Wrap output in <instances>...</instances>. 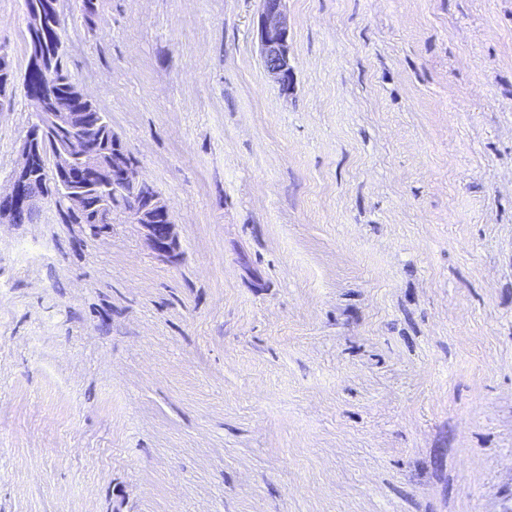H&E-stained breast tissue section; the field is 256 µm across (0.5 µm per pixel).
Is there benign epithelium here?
Listing matches in <instances>:
<instances>
[{
  "label": "benign epithelium",
  "instance_id": "benign-epithelium-1",
  "mask_svg": "<svg viewBox=\"0 0 512 512\" xmlns=\"http://www.w3.org/2000/svg\"><path fill=\"white\" fill-rule=\"evenodd\" d=\"M288 0H260L258 41L264 71L283 93L293 87L295 69L289 44L290 24ZM43 17L33 11L28 15L27 31L31 49L30 67L49 78L56 70L42 45ZM121 141L112 136V159L102 164L100 144L89 133L88 120L80 112H69L57 103L44 99L36 104L34 121L29 126L20 149V160L0 189V202L8 201L12 210L0 209V223L13 222L11 211L27 208L33 202L30 185L37 176L40 151L52 160L48 175L57 177L64 191L66 209H83L87 201H95L94 227L112 226V210L107 200L110 193L121 194L129 204L132 223L141 226L146 239L158 256L169 262L179 260L180 242L174 230L170 208L156 187L143 178L137 164L120 151ZM79 170L88 171L87 180L74 187L64 179Z\"/></svg>",
  "mask_w": 512,
  "mask_h": 512
}]
</instances>
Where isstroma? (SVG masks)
<instances>
[{
  "label": "stroma",
  "instance_id": "1",
  "mask_svg": "<svg viewBox=\"0 0 512 512\" xmlns=\"http://www.w3.org/2000/svg\"><path fill=\"white\" fill-rule=\"evenodd\" d=\"M259 9L62 0L181 257L0 224V512L512 507V0H288L286 93ZM0 45L24 77L21 0Z\"/></svg>",
  "mask_w": 512,
  "mask_h": 512
}]
</instances>
